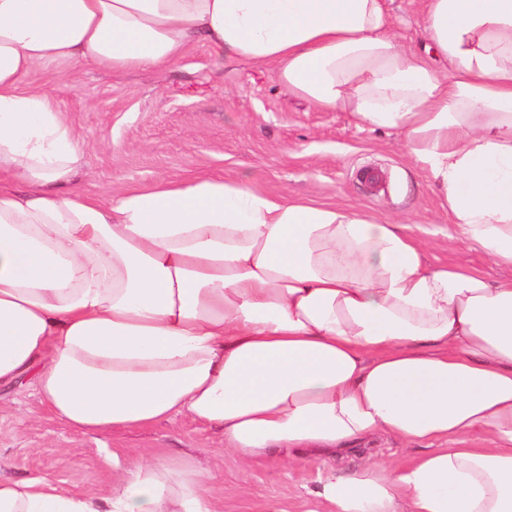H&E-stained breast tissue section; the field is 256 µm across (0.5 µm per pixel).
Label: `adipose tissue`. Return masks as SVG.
<instances>
[{
	"instance_id": "adipose-tissue-1",
	"label": "adipose tissue",
	"mask_w": 512,
	"mask_h": 512,
	"mask_svg": "<svg viewBox=\"0 0 512 512\" xmlns=\"http://www.w3.org/2000/svg\"><path fill=\"white\" fill-rule=\"evenodd\" d=\"M0 0V386L32 375L82 432L189 416L242 462L374 435L421 447L329 472V512H512V279L427 263L353 206L199 176L92 195L49 64L163 69L196 39L289 95L399 132L463 240L512 268V0ZM214 474L144 458L101 495L0 479V512H222ZM426 0H393L389 3L392 33L405 48L418 49Z\"/></svg>"
}]
</instances>
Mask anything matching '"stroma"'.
Segmentation results:
<instances>
[{
    "instance_id": "obj_1",
    "label": "stroma",
    "mask_w": 512,
    "mask_h": 512,
    "mask_svg": "<svg viewBox=\"0 0 512 512\" xmlns=\"http://www.w3.org/2000/svg\"><path fill=\"white\" fill-rule=\"evenodd\" d=\"M392 32L418 48L426 0H391ZM33 81L56 89L63 110L90 143L76 184L91 193L155 186L160 180L221 175L270 195L351 205L406 224L429 241L427 259L475 269L493 279L512 269L492 264L476 246L449 243L454 227L430 178L414 169L401 135L357 124L350 113L320 112L288 95L272 68L227 60L197 40L160 70L110 72L48 65ZM381 435L336 455L308 452L301 463L269 459L243 466L225 454L216 430L188 417L149 427L77 431L56 418L29 381L0 390V477L51 475L66 490L94 494L111 487L113 459L158 454L217 472L223 512H300L328 468L348 473L367 458L408 459ZM249 494H241V485Z\"/></svg>"
}]
</instances>
